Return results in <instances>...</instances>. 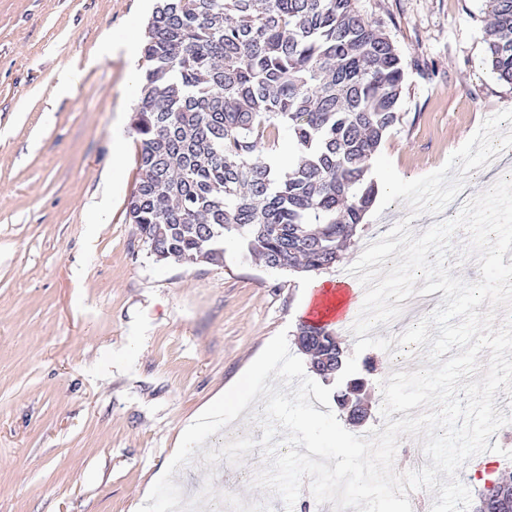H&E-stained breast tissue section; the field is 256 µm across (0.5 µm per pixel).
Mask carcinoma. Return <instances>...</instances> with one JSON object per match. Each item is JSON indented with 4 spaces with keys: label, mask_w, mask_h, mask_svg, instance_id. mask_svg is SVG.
<instances>
[{
    "label": "carcinoma",
    "mask_w": 512,
    "mask_h": 512,
    "mask_svg": "<svg viewBox=\"0 0 512 512\" xmlns=\"http://www.w3.org/2000/svg\"><path fill=\"white\" fill-rule=\"evenodd\" d=\"M484 7L492 70L512 83V0ZM143 53V176L127 217L156 260L220 265L236 237L271 269L335 266L377 194L366 162L400 120L405 65L389 37L354 0H158ZM283 127L287 169L253 160ZM337 342L297 327L317 357ZM367 388L359 375L337 385L339 411ZM502 482L479 484L470 512H512L494 494Z\"/></svg>",
    "instance_id": "obj_1"
}]
</instances>
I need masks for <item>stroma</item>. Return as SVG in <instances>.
Here are the masks:
<instances>
[{"label":"stroma","instance_id":"1","mask_svg":"<svg viewBox=\"0 0 512 512\" xmlns=\"http://www.w3.org/2000/svg\"><path fill=\"white\" fill-rule=\"evenodd\" d=\"M406 63L400 121L379 151L407 180L442 167L480 126L512 109L493 73L481 0H356ZM152 0H0V512H137L183 428L228 390L282 329L296 331L310 273L290 274L227 239L224 263L156 261L126 217L141 176L130 117L149 67L122 55L83 63L104 40L143 44ZM74 87L55 94L59 67ZM129 141L116 158V132ZM512 179V154L472 169L443 211ZM395 200L367 210L354 246L326 275L341 279L367 243L407 218ZM371 362V415L381 425L386 352ZM242 464L180 469L181 490L212 485L271 512L293 509L252 486Z\"/></svg>","mask_w":512,"mask_h":512}]
</instances>
